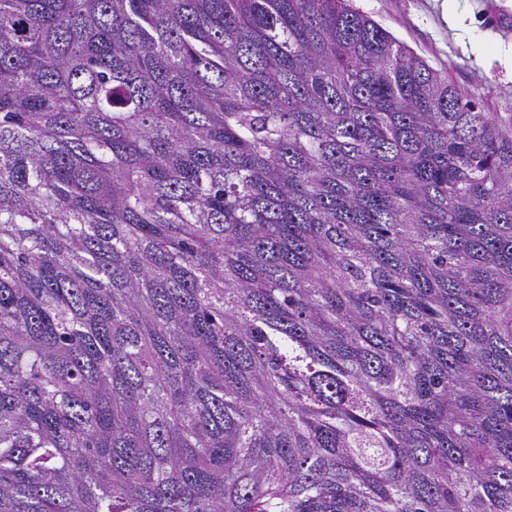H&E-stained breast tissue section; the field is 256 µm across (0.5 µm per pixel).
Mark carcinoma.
Returning <instances> with one entry per match:
<instances>
[{
  "mask_svg": "<svg viewBox=\"0 0 512 512\" xmlns=\"http://www.w3.org/2000/svg\"><path fill=\"white\" fill-rule=\"evenodd\" d=\"M0 512H512V113L344 0H0Z\"/></svg>",
  "mask_w": 512,
  "mask_h": 512,
  "instance_id": "cac0c4a2",
  "label": "carcinoma"
}]
</instances>
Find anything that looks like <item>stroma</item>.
Instances as JSON below:
<instances>
[{
  "label": "stroma",
  "mask_w": 512,
  "mask_h": 512,
  "mask_svg": "<svg viewBox=\"0 0 512 512\" xmlns=\"http://www.w3.org/2000/svg\"><path fill=\"white\" fill-rule=\"evenodd\" d=\"M487 112L512 113V0H350Z\"/></svg>",
  "instance_id": "1"
}]
</instances>
